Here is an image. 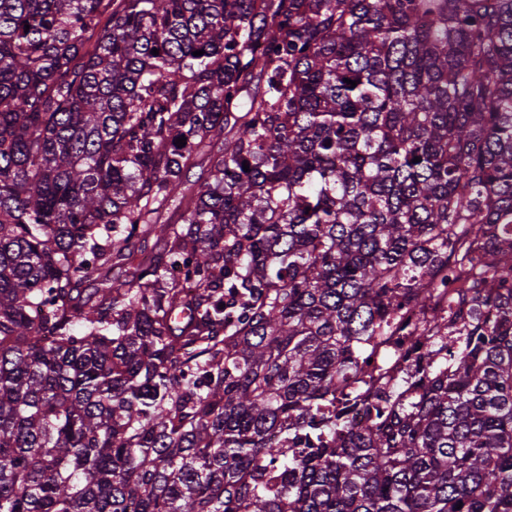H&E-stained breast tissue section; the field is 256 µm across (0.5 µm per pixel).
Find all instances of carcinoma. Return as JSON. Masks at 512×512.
I'll return each mask as SVG.
<instances>
[{
  "label": "carcinoma",
  "instance_id": "1",
  "mask_svg": "<svg viewBox=\"0 0 512 512\" xmlns=\"http://www.w3.org/2000/svg\"><path fill=\"white\" fill-rule=\"evenodd\" d=\"M508 227L512 0H0V512H512ZM412 354L413 346L403 336H376L368 343L366 356L369 368L381 377L373 397L388 395L404 386L402 371ZM369 359H372V363H369Z\"/></svg>",
  "mask_w": 512,
  "mask_h": 512
}]
</instances>
